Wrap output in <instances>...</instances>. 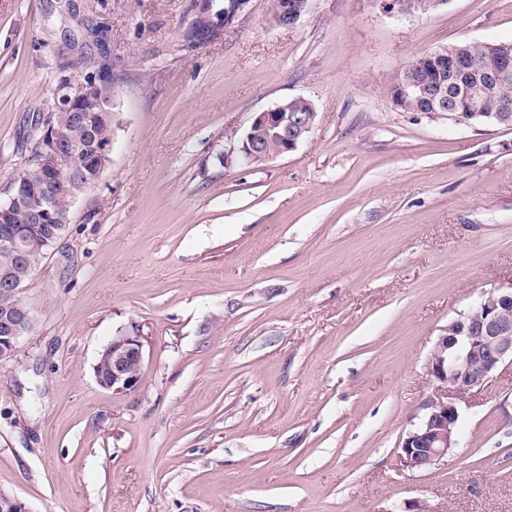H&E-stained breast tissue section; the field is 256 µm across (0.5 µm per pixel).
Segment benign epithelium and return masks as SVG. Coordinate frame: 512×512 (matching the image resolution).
Here are the masks:
<instances>
[{"mask_svg":"<svg viewBox=\"0 0 512 512\" xmlns=\"http://www.w3.org/2000/svg\"><path fill=\"white\" fill-rule=\"evenodd\" d=\"M309 11V0H274L272 20L283 27L298 23ZM484 49L492 60L475 80L476 91L489 93L512 79V45L486 43ZM469 60L468 47L452 45L425 53L422 73L408 67L397 74L396 86L390 94L394 107L402 112H441L444 118L459 124L484 115L487 121L512 126V99L500 98L489 110L478 103L466 106L468 115L459 113L458 96L451 92L442 78L429 79L426 72L455 70ZM95 97L98 107L94 127L112 124V85L83 76L68 80L57 89L52 110L37 115L39 133L33 145L39 147L36 164L42 170L39 185L23 178L14 180L8 202L0 203V248L17 253L25 275L10 271L0 274V291L6 302L0 304V363L16 358L22 331L33 327L36 315L22 300L27 283L38 265L33 258L45 255L47 245L39 225L52 218L56 230L66 229L70 214L80 196L90 187L87 170L94 180L103 174L113 149V136L96 132L81 142L64 139V123L59 113H66L70 122L86 126L83 101ZM316 118L313 106L302 98L285 100L275 108L258 113L246 130L238 151L224 153V166L236 162L255 164L275 159L294 150L312 130ZM62 184L67 199L61 210L52 213L47 207L44 189ZM22 208L28 216V232H19L12 224L14 212ZM144 354L142 336L136 332L118 331L101 351L94 365L98 386L114 393L130 391L139 386ZM512 365V290H491L483 294L468 311L453 318L441 330L425 364L428 382L435 394L422 406V412L410 421L400 443V460L406 469L429 471L439 465L457 447L459 410L457 400L474 389L485 387L505 365ZM0 512H30L26 503L13 494L0 492Z\"/></svg>","mask_w":512,"mask_h":512,"instance_id":"obj_1","label":"benign epithelium"}]
</instances>
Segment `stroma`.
I'll use <instances>...</instances> for the list:
<instances>
[{"label":"stroma","instance_id":"1","mask_svg":"<svg viewBox=\"0 0 512 512\" xmlns=\"http://www.w3.org/2000/svg\"><path fill=\"white\" fill-rule=\"evenodd\" d=\"M0 0V203L58 82L112 68L113 150L24 298L0 364V490L30 512H512V365L458 402L428 472L401 439L425 358L482 293L512 289V127L402 112L416 55L512 42V0L393 17L378 0ZM312 131L224 168L257 113ZM138 329L139 387L93 366ZM309 0H276L271 10L272 20L283 27L298 23L309 11Z\"/></svg>","mask_w":512,"mask_h":512}]
</instances>
